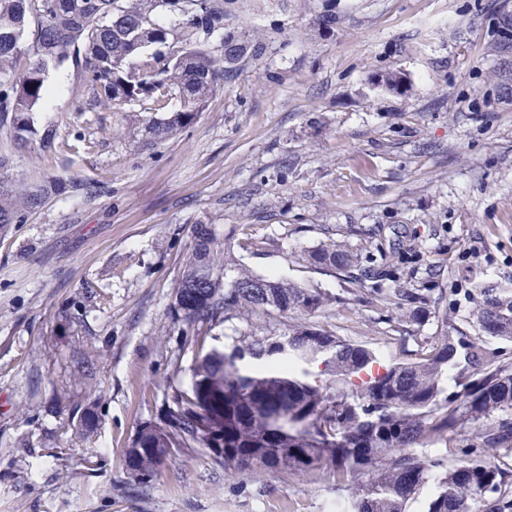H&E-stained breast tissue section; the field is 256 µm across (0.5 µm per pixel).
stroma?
I'll list each match as a JSON object with an SVG mask.
<instances>
[{"label": "stroma", "instance_id": "35a3bbf8", "mask_svg": "<svg viewBox=\"0 0 512 512\" xmlns=\"http://www.w3.org/2000/svg\"><path fill=\"white\" fill-rule=\"evenodd\" d=\"M224 25L262 40L175 135L141 147L138 102L88 109L72 64L30 114L59 147L0 123V186L59 189L0 225V512H332L322 469L228 476L185 448L138 481L137 430L189 388L198 357L173 314L192 228L216 260L339 301L315 323L386 363L439 335L396 331L375 291L443 290L448 333L474 341L470 294L512 284V0H232ZM334 15L322 27V15ZM405 75V93L377 89ZM347 245L358 283L298 262ZM94 421L82 438L85 410Z\"/></svg>", "mask_w": 512, "mask_h": 512}]
</instances>
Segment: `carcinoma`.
Returning <instances> with one entry per match:
<instances>
[{"mask_svg":"<svg viewBox=\"0 0 512 512\" xmlns=\"http://www.w3.org/2000/svg\"><path fill=\"white\" fill-rule=\"evenodd\" d=\"M159 6L178 21L177 29L154 21ZM222 30V0H0V120H10L25 141L46 75L69 60L83 73L91 108L149 100L162 109L179 96V110L138 120L145 139L169 136L195 120L234 65L262 55V43L232 32L224 35L222 59L200 46L198 37ZM172 35L178 49L145 53ZM27 40L32 60L19 73ZM138 55L141 63L129 64ZM376 86L408 88L394 72ZM46 194V187L1 188L0 224L22 223ZM193 239L175 289L176 321L187 332L233 317L259 325L231 346L199 353L189 389L177 391L165 419L142 436L162 434L177 449L205 448L212 467L230 475L256 468L302 476L331 468L342 492L336 512H405L431 481L436 493L424 512H512V359L483 344L485 338L512 342V288H480L473 295L477 341L439 336L414 359L381 365L369 347L311 321L337 297L243 265L226 285L209 228L195 226ZM299 262L358 279L353 253L340 244L305 251ZM399 296L411 304L400 321L418 322L435 310L448 325L443 295L406 289ZM274 311L298 316L288 333L264 328ZM317 363L330 383L309 380L308 367ZM450 367L458 369L461 391L443 399ZM463 435L474 436L482 451L448 459L442 449ZM211 436L222 440L219 459L209 449ZM126 468L145 479L161 466L143 451Z\"/></svg>","mask_w":512,"mask_h":512,"instance_id":"1","label":"carcinoma"}]
</instances>
